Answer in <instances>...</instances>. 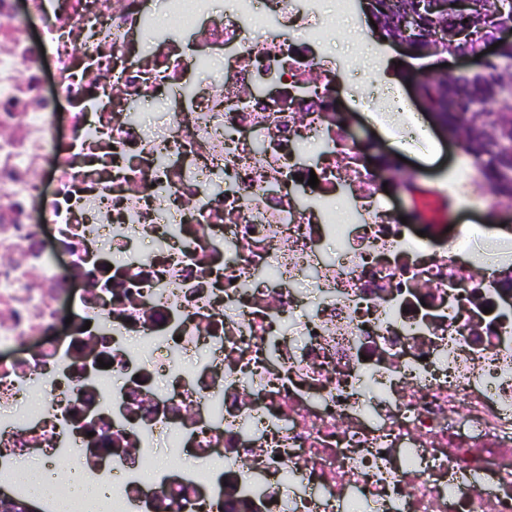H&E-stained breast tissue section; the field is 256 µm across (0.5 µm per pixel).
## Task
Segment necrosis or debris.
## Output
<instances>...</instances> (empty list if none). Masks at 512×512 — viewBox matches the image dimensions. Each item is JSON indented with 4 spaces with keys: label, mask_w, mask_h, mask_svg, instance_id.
Wrapping results in <instances>:
<instances>
[{
    "label": "necrosis or debris",
    "mask_w": 512,
    "mask_h": 512,
    "mask_svg": "<svg viewBox=\"0 0 512 512\" xmlns=\"http://www.w3.org/2000/svg\"><path fill=\"white\" fill-rule=\"evenodd\" d=\"M209 2L189 54L147 0H0V512L34 460L78 512H512V264L391 221L321 0Z\"/></svg>",
    "instance_id": "obj_1"
}]
</instances>
